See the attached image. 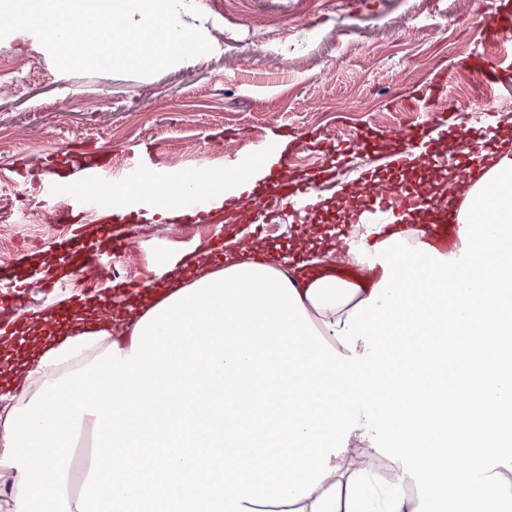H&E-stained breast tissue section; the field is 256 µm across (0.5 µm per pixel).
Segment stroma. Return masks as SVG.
<instances>
[{"mask_svg":"<svg viewBox=\"0 0 512 512\" xmlns=\"http://www.w3.org/2000/svg\"><path fill=\"white\" fill-rule=\"evenodd\" d=\"M488 7L489 0H199L197 13L179 19L198 28L211 51L147 76L63 73L36 36L0 39V202L23 216L13 225L18 252L45 262L69 234L53 219L63 199L42 192L61 146L79 159H106L112 185L122 187L137 155L152 156L158 178L180 179L227 170V158L212 155L220 143L249 157L248 131H285L298 142L288 162L293 179L317 175L343 187L358 167L388 176L385 158L397 141L383 139L374 158L361 153L358 133L378 128L379 112L395 128L426 119L443 131L454 126L473 90L464 60L512 55V40L483 42ZM17 69L31 77L16 86ZM439 76L447 101L424 112L419 94ZM293 232L289 223L241 221L225 225L224 245L283 250ZM207 243L147 225L130 276L161 280ZM88 291L106 296L112 281L74 274L24 304L41 311Z\"/></svg>","mask_w":512,"mask_h":512,"instance_id":"stroma-1","label":"stroma"}]
</instances>
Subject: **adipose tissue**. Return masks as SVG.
Masks as SVG:
<instances>
[{
    "label": "adipose tissue",
    "mask_w": 512,
    "mask_h": 512,
    "mask_svg": "<svg viewBox=\"0 0 512 512\" xmlns=\"http://www.w3.org/2000/svg\"><path fill=\"white\" fill-rule=\"evenodd\" d=\"M251 189L248 170L159 188ZM437 211L355 224L353 272L229 251L109 324L40 316L0 344V512H434L437 489L512 512V147ZM96 458L71 488L68 445ZM437 470H430L431 459Z\"/></svg>",
    "instance_id": "ef3b65f1"
}]
</instances>
